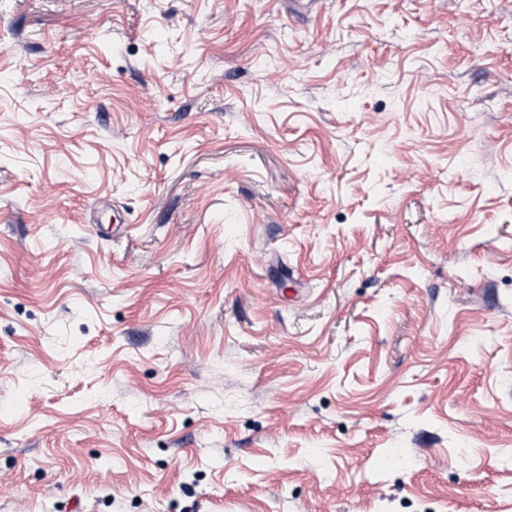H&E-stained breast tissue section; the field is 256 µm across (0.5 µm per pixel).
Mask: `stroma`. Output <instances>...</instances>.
Segmentation results:
<instances>
[{"label": "stroma", "mask_w": 512, "mask_h": 512, "mask_svg": "<svg viewBox=\"0 0 512 512\" xmlns=\"http://www.w3.org/2000/svg\"><path fill=\"white\" fill-rule=\"evenodd\" d=\"M0 512H512V0H0Z\"/></svg>", "instance_id": "35a3bbf8"}]
</instances>
